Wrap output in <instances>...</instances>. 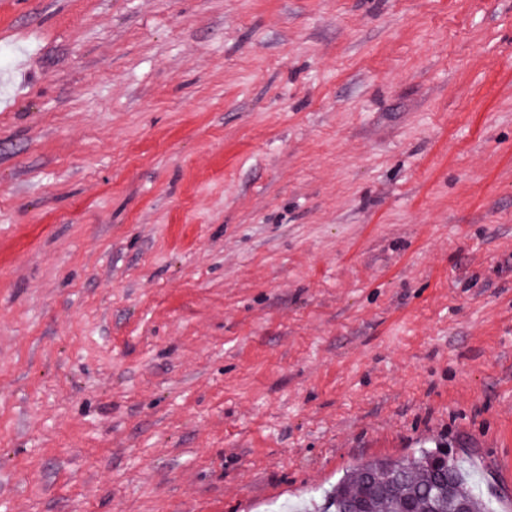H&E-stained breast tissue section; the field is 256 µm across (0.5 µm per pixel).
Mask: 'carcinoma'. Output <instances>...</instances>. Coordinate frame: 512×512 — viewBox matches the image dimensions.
I'll use <instances>...</instances> for the list:
<instances>
[{
	"mask_svg": "<svg viewBox=\"0 0 512 512\" xmlns=\"http://www.w3.org/2000/svg\"><path fill=\"white\" fill-rule=\"evenodd\" d=\"M438 452L421 450L401 462L395 472L393 461L371 460L353 468L330 494L333 512H348L353 501L367 496L374 512H448L462 505L467 512H480L482 504L464 490V475L450 460L448 468L436 467Z\"/></svg>",
	"mask_w": 512,
	"mask_h": 512,
	"instance_id": "carcinoma-1",
	"label": "carcinoma"
}]
</instances>
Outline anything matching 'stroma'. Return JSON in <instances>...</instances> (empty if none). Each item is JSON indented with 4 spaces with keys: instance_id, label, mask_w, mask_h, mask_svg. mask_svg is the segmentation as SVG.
Here are the masks:
<instances>
[{
    "instance_id": "obj_1",
    "label": "stroma",
    "mask_w": 512,
    "mask_h": 512,
    "mask_svg": "<svg viewBox=\"0 0 512 512\" xmlns=\"http://www.w3.org/2000/svg\"><path fill=\"white\" fill-rule=\"evenodd\" d=\"M0 49V512L423 448L512 512V0H0Z\"/></svg>"
}]
</instances>
